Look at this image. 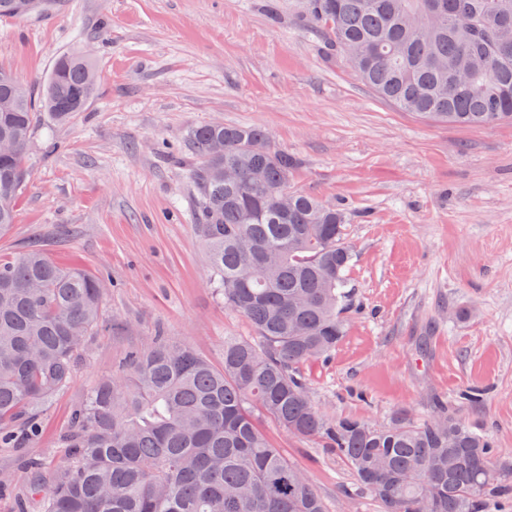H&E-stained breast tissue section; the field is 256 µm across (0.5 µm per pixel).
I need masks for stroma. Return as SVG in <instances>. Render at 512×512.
Listing matches in <instances>:
<instances>
[{"instance_id": "obj_1", "label": "stroma", "mask_w": 512, "mask_h": 512, "mask_svg": "<svg viewBox=\"0 0 512 512\" xmlns=\"http://www.w3.org/2000/svg\"><path fill=\"white\" fill-rule=\"evenodd\" d=\"M300 0H59L0 17V67L37 86L67 52L91 56L98 91L71 122L37 124L0 259L36 246L104 288L101 329L70 387L37 415L33 442L0 453V512H40L25 458L52 459L87 391L164 335L214 366L228 338L255 340L226 309L199 236L189 135L222 122L266 130L300 160L291 185L343 205L353 252L347 330L301 373L316 406L376 425L433 414L434 398L512 465V123L454 127L380 98L303 29ZM485 392L471 406L459 395ZM270 443L328 512H380L317 437L265 415Z\"/></svg>"}]
</instances>
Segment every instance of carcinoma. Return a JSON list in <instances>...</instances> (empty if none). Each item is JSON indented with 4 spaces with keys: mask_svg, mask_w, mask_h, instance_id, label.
<instances>
[{
    "mask_svg": "<svg viewBox=\"0 0 512 512\" xmlns=\"http://www.w3.org/2000/svg\"><path fill=\"white\" fill-rule=\"evenodd\" d=\"M39 0H0V16ZM303 27L404 112L450 126L512 121V0H302ZM97 88L91 59L60 56L34 95L0 70V234L15 223L25 154L39 118L71 121ZM199 230L224 306L259 341L224 340V365L158 336L87 394L40 464L41 512H327L306 474L260 431L256 413L323 439L383 512H505L512 481L491 437L439 405L421 422L332 418L308 397L301 366L345 332L352 252L345 208L290 189L299 159L256 126L191 132ZM258 171L262 183L251 175ZM94 274L38 249L0 261V452L73 381L101 324Z\"/></svg>",
    "mask_w": 512,
    "mask_h": 512,
    "instance_id": "carcinoma-1",
    "label": "carcinoma"
}]
</instances>
